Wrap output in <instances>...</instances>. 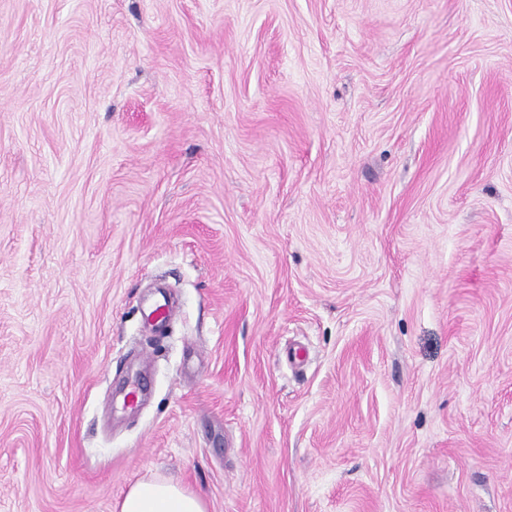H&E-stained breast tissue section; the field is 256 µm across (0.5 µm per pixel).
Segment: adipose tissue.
I'll return each instance as SVG.
<instances>
[{"instance_id": "ef3b65f1", "label": "adipose tissue", "mask_w": 512, "mask_h": 512, "mask_svg": "<svg viewBox=\"0 0 512 512\" xmlns=\"http://www.w3.org/2000/svg\"><path fill=\"white\" fill-rule=\"evenodd\" d=\"M120 512H208L195 492L161 478L142 479L125 493Z\"/></svg>"}]
</instances>
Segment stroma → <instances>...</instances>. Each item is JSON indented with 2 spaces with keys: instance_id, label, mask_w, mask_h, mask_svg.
Instances as JSON below:
<instances>
[{
  "instance_id": "35a3bbf8",
  "label": "stroma",
  "mask_w": 512,
  "mask_h": 512,
  "mask_svg": "<svg viewBox=\"0 0 512 512\" xmlns=\"http://www.w3.org/2000/svg\"><path fill=\"white\" fill-rule=\"evenodd\" d=\"M155 475L512 512V0H0V512Z\"/></svg>"
}]
</instances>
